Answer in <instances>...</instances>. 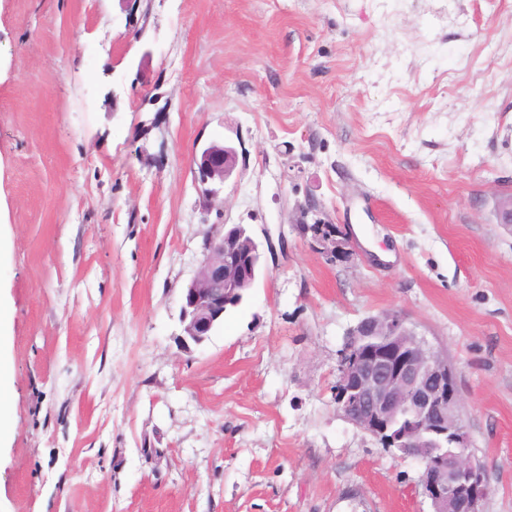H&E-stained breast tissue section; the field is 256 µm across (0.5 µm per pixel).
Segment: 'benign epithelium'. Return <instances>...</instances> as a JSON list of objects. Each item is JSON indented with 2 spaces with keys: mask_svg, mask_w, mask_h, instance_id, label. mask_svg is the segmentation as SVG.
<instances>
[{
  "mask_svg": "<svg viewBox=\"0 0 512 512\" xmlns=\"http://www.w3.org/2000/svg\"><path fill=\"white\" fill-rule=\"evenodd\" d=\"M233 148L212 143L194 158L201 184L215 196L232 172ZM318 243L333 257L346 253L345 233L328 230ZM261 245L247 229L218 227L196 275L182 288L180 345H200L240 305L260 273ZM338 353L335 401L345 419L383 447L404 457L434 459L418 485L433 512H484L490 494L483 463L468 452L460 419L456 372L408 326L406 316L385 311L363 318Z\"/></svg>",
  "mask_w": 512,
  "mask_h": 512,
  "instance_id": "obj_1",
  "label": "benign epithelium"
}]
</instances>
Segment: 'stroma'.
<instances>
[{
	"instance_id": "35a3bbf8",
	"label": "stroma",
	"mask_w": 512,
	"mask_h": 512,
	"mask_svg": "<svg viewBox=\"0 0 512 512\" xmlns=\"http://www.w3.org/2000/svg\"><path fill=\"white\" fill-rule=\"evenodd\" d=\"M511 196L512 0H0V512H431L335 402L348 329L392 309L512 512ZM221 224L262 272L186 350ZM235 161L236 153L233 148L224 144L212 143L195 156L193 163L200 183L214 186L206 190L209 194L216 196L221 190V186L224 187V181L232 172ZM325 235L320 233L317 241L322 246L324 252L329 253L331 256L336 257L346 252V245H349V240L345 237L346 233L340 232L337 228L336 231L328 229Z\"/></svg>"
}]
</instances>
